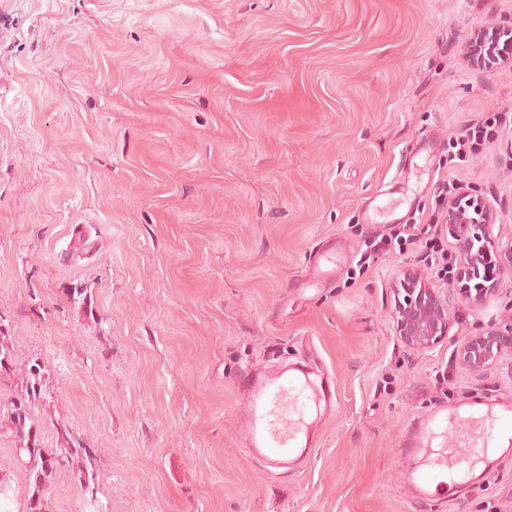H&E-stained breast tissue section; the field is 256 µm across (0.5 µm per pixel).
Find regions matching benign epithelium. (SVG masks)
<instances>
[{
  "mask_svg": "<svg viewBox=\"0 0 512 512\" xmlns=\"http://www.w3.org/2000/svg\"><path fill=\"white\" fill-rule=\"evenodd\" d=\"M512 46V24L493 26L486 35L474 34L467 43L473 62L486 69L500 60L511 61L512 53L486 56V43L500 37ZM492 214L483 198L460 192L448 200L444 224L454 240L458 267L448 274V288H436L427 276L411 267L401 269L399 287L402 300L393 312L396 333L402 344L412 350L434 347L448 336L450 297L470 306H482L501 294L505 271L512 272V242L503 245L491 234ZM512 357V304L509 313L481 327L458 350L460 364L475 374H485L504 357Z\"/></svg>",
  "mask_w": 512,
  "mask_h": 512,
  "instance_id": "1",
  "label": "benign epithelium"
}]
</instances>
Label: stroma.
Instances as JSON below:
<instances>
[{
	"label": "stroma",
	"instance_id": "1",
	"mask_svg": "<svg viewBox=\"0 0 512 512\" xmlns=\"http://www.w3.org/2000/svg\"><path fill=\"white\" fill-rule=\"evenodd\" d=\"M512 0H0V325L15 366L40 359L43 447L89 448L108 512H512V456L486 479L411 495L407 439L438 408L512 402V363L455 353L503 315L451 310L423 352L395 333L417 243L363 264L366 207L437 218L441 185L475 189L512 241V63L474 68L466 43ZM506 117L465 160L451 142ZM430 144L403 193L406 149ZM331 243L345 254L318 285ZM87 291L85 306L67 291ZM329 374L310 457L253 460L246 371ZM0 433L8 512L28 478ZM48 512H81L69 469Z\"/></svg>",
	"mask_w": 512,
	"mask_h": 512
}]
</instances>
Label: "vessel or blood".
Wrapping results in <instances>:
<instances>
[{"label":"vessel or blood","instance_id":"obj_1","mask_svg":"<svg viewBox=\"0 0 512 512\" xmlns=\"http://www.w3.org/2000/svg\"><path fill=\"white\" fill-rule=\"evenodd\" d=\"M244 382L249 415L243 436L251 457L274 467L307 458L311 451L309 413L312 407L331 401L329 379H311L306 368L297 366L253 371ZM460 422L470 426L464 437L467 454L460 456L447 447H435V440L447 435L449 425ZM494 441L512 446L510 403L489 404L469 412L433 411L418 421L410 443L425 459L409 475L413 492L429 495L438 490L442 475L468 473L486 459Z\"/></svg>","mask_w":512,"mask_h":512}]
</instances>
